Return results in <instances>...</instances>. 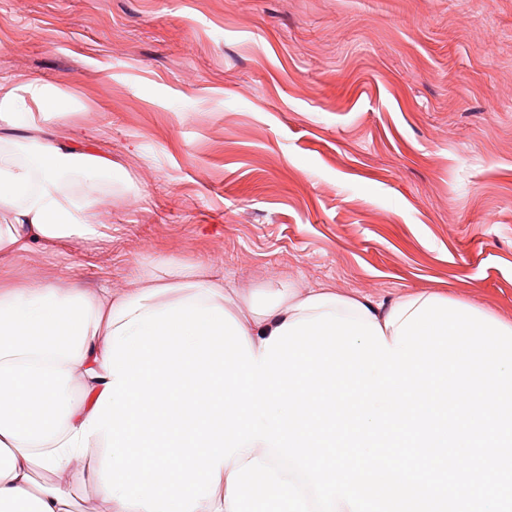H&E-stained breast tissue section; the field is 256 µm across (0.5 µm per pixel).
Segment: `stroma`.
I'll use <instances>...</instances> for the list:
<instances>
[{"label": "stroma", "instance_id": "1", "mask_svg": "<svg viewBox=\"0 0 512 512\" xmlns=\"http://www.w3.org/2000/svg\"><path fill=\"white\" fill-rule=\"evenodd\" d=\"M27 81L36 126L134 186L97 189L105 239L16 278L209 262L512 323V0H0V85Z\"/></svg>", "mask_w": 512, "mask_h": 512}]
</instances>
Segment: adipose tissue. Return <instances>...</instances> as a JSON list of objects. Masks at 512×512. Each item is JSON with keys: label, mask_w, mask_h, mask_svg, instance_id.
Here are the masks:
<instances>
[{"label": "adipose tissue", "mask_w": 512, "mask_h": 512, "mask_svg": "<svg viewBox=\"0 0 512 512\" xmlns=\"http://www.w3.org/2000/svg\"><path fill=\"white\" fill-rule=\"evenodd\" d=\"M25 94L39 104L47 98L34 82L0 94L1 122L32 125V113L19 105ZM117 175L111 158L45 136L24 151L0 149V254L24 253L35 243L99 240L103 226L92 189ZM75 179L86 191H71ZM319 294L316 288L301 291L288 284L228 288L214 265L173 260L164 275L141 272L133 288L120 292L106 283L88 290L75 281H18L0 271V512H72L78 483L100 492L105 512H145L105 493L99 478L103 433L92 434L87 453L62 463L48 481L38 482L40 466L26 459L62 445L91 417L110 380L104 363L116 327L180 301L219 306L241 325L259 358L275 328L313 317V310L299 305ZM424 299V293L412 292L365 297L358 309L344 303L326 309L343 318L365 316L390 341Z\"/></svg>", "instance_id": "ef3b65f1"}]
</instances>
